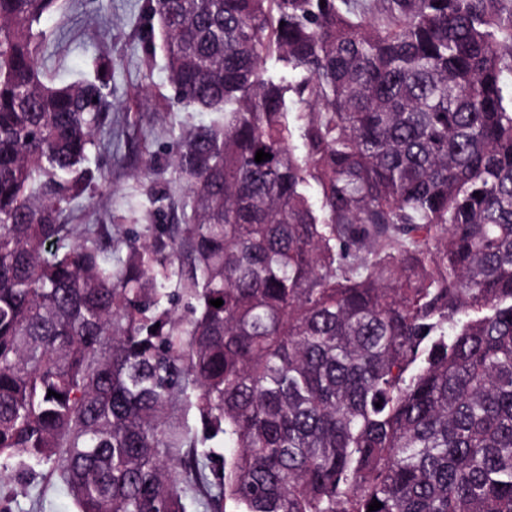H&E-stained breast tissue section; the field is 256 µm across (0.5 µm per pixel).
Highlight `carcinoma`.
Returning a JSON list of instances; mask_svg holds the SVG:
<instances>
[{
	"mask_svg": "<svg viewBox=\"0 0 512 512\" xmlns=\"http://www.w3.org/2000/svg\"><path fill=\"white\" fill-rule=\"evenodd\" d=\"M53 4L0 0V466L78 512H512V0H149L223 118L115 268L60 221L112 129L106 81L41 79Z\"/></svg>",
	"mask_w": 512,
	"mask_h": 512,
	"instance_id": "cac0c4a2",
	"label": "carcinoma"
}]
</instances>
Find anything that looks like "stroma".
Instances as JSON below:
<instances>
[{
  "mask_svg": "<svg viewBox=\"0 0 512 512\" xmlns=\"http://www.w3.org/2000/svg\"><path fill=\"white\" fill-rule=\"evenodd\" d=\"M148 24L147 0H56L34 26L45 80H92L100 58L112 61L105 89L112 139L91 150L85 167L92 180L77 209L65 211L61 221L106 225L112 237L107 255L115 262L124 258L127 239L168 224L154 196L176 198L185 190L169 165L179 132L222 118L175 101L160 41L149 35ZM0 512L78 510L58 478L14 459L0 474Z\"/></svg>",
  "mask_w": 512,
  "mask_h": 512,
  "instance_id": "obj_1",
  "label": "stroma"
}]
</instances>
